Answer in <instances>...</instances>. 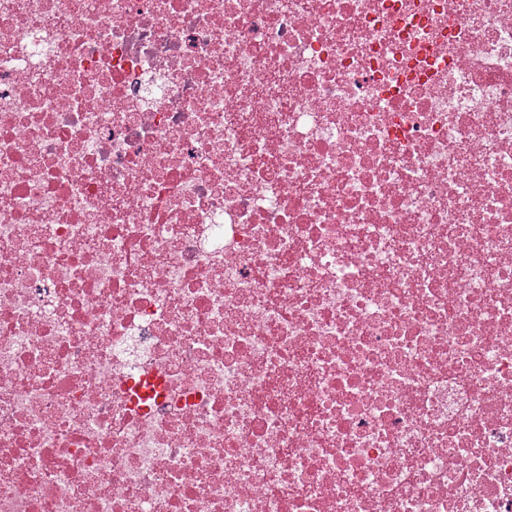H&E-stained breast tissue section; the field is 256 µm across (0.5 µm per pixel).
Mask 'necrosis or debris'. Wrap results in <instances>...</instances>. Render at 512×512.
I'll return each instance as SVG.
<instances>
[{
  "mask_svg": "<svg viewBox=\"0 0 512 512\" xmlns=\"http://www.w3.org/2000/svg\"><path fill=\"white\" fill-rule=\"evenodd\" d=\"M0 512H512V0H0Z\"/></svg>",
  "mask_w": 512,
  "mask_h": 512,
  "instance_id": "necrosis-or-debris-1",
  "label": "necrosis or debris"
}]
</instances>
